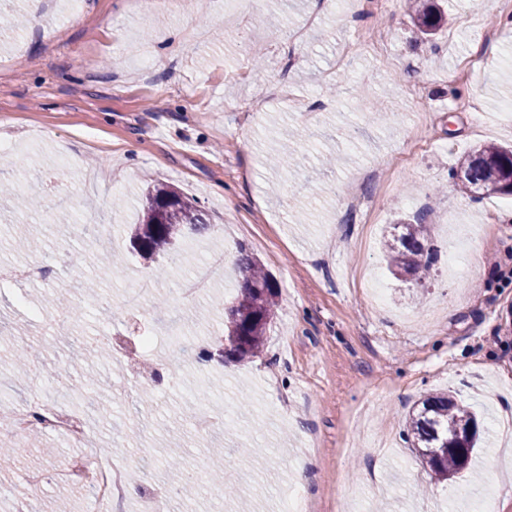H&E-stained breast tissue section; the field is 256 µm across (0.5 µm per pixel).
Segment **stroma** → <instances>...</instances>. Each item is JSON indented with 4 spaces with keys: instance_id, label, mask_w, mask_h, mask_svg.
I'll return each instance as SVG.
<instances>
[{
    "instance_id": "1",
    "label": "stroma",
    "mask_w": 512,
    "mask_h": 512,
    "mask_svg": "<svg viewBox=\"0 0 512 512\" xmlns=\"http://www.w3.org/2000/svg\"><path fill=\"white\" fill-rule=\"evenodd\" d=\"M448 22L418 35L404 0H54L13 25L0 0V181L34 192L35 215L0 209V239H40L50 279L18 282L27 262L0 251V412L34 396L83 416L87 447L111 451L130 481L171 491V512H275L299 489L313 512H456L512 500V198L475 197L456 173L480 143H512V12L503 0H443ZM483 58L474 66V58ZM341 155L273 166L288 134ZM379 189L344 195L364 171ZM170 185L215 226L163 261L165 311L140 313L160 340L143 360L161 379L131 384L123 359L93 351L130 331L126 292L151 270L130 259L88 301L103 252H127L147 186ZM428 224L420 281L394 274L381 243L397 214ZM247 249L278 286L263 354L204 361L235 295ZM224 271L197 297L174 295L198 260ZM52 310L85 312L74 332ZM182 325L184 347L165 343ZM32 353L28 380L13 354ZM207 391L223 428L199 435ZM430 392L473 411L480 440L466 469L436 481L400 433ZM16 450L0 471V512L88 493L53 481L77 456L52 434L0 435ZM181 467L166 470L165 459Z\"/></svg>"
}]
</instances>
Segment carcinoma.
Here are the masks:
<instances>
[{"label":"carcinoma","mask_w":512,"mask_h":512,"mask_svg":"<svg viewBox=\"0 0 512 512\" xmlns=\"http://www.w3.org/2000/svg\"><path fill=\"white\" fill-rule=\"evenodd\" d=\"M419 24L426 31L437 30L441 12L429 5L418 10ZM462 183L480 195L512 196V148L483 145L476 148L461 166ZM199 202L181 195L172 187H161L143 195L141 216L135 224H125L122 233L133 251L145 260L163 258L188 236L208 232ZM428 227L425 224H393L383 251L397 272L415 274L429 268ZM240 274L237 293L224 307V334L216 338V351H206L207 360L228 359L249 362L264 347L266 331L273 319L277 286L245 249L235 258ZM465 436L470 451L454 449L455 437ZM404 437L417 450L422 463L438 480H447L465 469L479 439L475 415L458 405L449 393H431L410 415Z\"/></svg>","instance_id":"carcinoma-1"}]
</instances>
